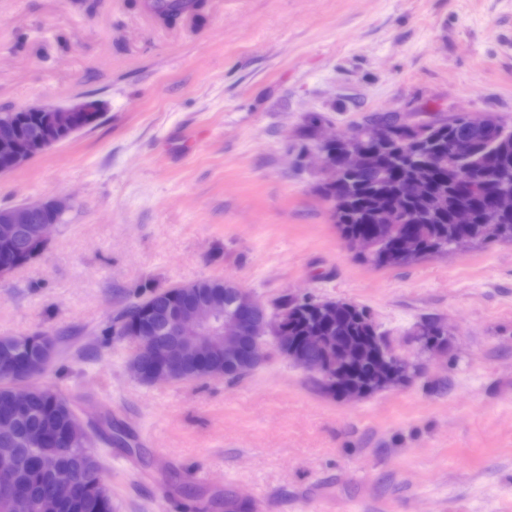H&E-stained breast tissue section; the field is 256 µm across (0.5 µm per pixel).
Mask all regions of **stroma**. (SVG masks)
I'll list each match as a JSON object with an SVG mask.
<instances>
[{
    "label": "stroma",
    "instance_id": "35a3bbf8",
    "mask_svg": "<svg viewBox=\"0 0 512 512\" xmlns=\"http://www.w3.org/2000/svg\"><path fill=\"white\" fill-rule=\"evenodd\" d=\"M96 100L98 123L0 176V208L56 198L46 251L0 278V336L45 332L38 385L92 435L112 512H512V243L361 263L300 147L307 118L512 124V0H0V110ZM227 278L311 293L394 336L451 329L408 385L319 394L269 355L238 380H136L116 317L143 289ZM200 5L195 0H151L150 7L166 20H175L184 12Z\"/></svg>",
    "mask_w": 512,
    "mask_h": 512
}]
</instances>
